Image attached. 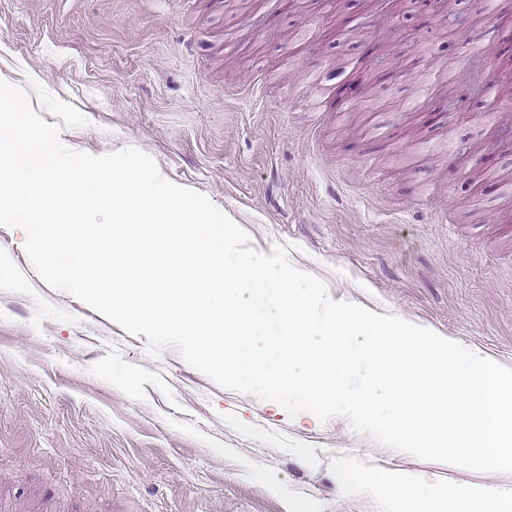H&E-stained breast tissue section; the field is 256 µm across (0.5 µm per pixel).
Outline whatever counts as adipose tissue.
<instances>
[{
  "mask_svg": "<svg viewBox=\"0 0 512 512\" xmlns=\"http://www.w3.org/2000/svg\"><path fill=\"white\" fill-rule=\"evenodd\" d=\"M359 489L386 494L390 512H512V486L474 483L451 488L418 471L363 473Z\"/></svg>",
  "mask_w": 512,
  "mask_h": 512,
  "instance_id": "1",
  "label": "adipose tissue"
}]
</instances>
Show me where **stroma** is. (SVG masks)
Returning a JSON list of instances; mask_svg holds the SVG:
<instances>
[{"label":"stroma","instance_id":"1","mask_svg":"<svg viewBox=\"0 0 512 512\" xmlns=\"http://www.w3.org/2000/svg\"><path fill=\"white\" fill-rule=\"evenodd\" d=\"M0 0V82L75 106L61 143L94 156L137 149L249 236L282 248L329 296L478 349L512 368V119L486 100L447 103L458 28L482 72L487 15L512 0H450L404 39L366 0ZM387 69L352 104L372 46ZM350 474L425 470L448 485L506 482L396 453L347 419L288 418L218 385L175 349L159 356L35 271L21 230L0 227V512H385L345 493Z\"/></svg>","mask_w":512,"mask_h":512}]
</instances>
